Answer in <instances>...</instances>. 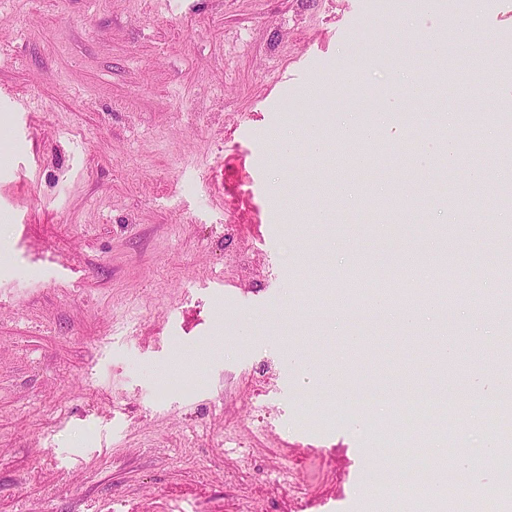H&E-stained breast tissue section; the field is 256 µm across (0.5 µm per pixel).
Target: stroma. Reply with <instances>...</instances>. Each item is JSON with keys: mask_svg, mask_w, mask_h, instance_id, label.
Returning <instances> with one entry per match:
<instances>
[{"mask_svg": "<svg viewBox=\"0 0 512 512\" xmlns=\"http://www.w3.org/2000/svg\"><path fill=\"white\" fill-rule=\"evenodd\" d=\"M467 0H0V512H380L397 441L355 405L389 397L437 336L462 361L512 341L489 305L512 254L503 114L512 80L463 111L341 138L361 99L430 74L424 34ZM462 68L505 64L512 0H482ZM449 128L478 143L420 168ZM355 240L456 258L486 284L425 329L318 313ZM224 285L208 287L215 274ZM360 336L362 349L346 339ZM342 389L319 403L318 361ZM293 453L242 449L252 374ZM291 484H284L282 468Z\"/></svg>", "mask_w": 512, "mask_h": 512, "instance_id": "1", "label": "stroma"}]
</instances>
